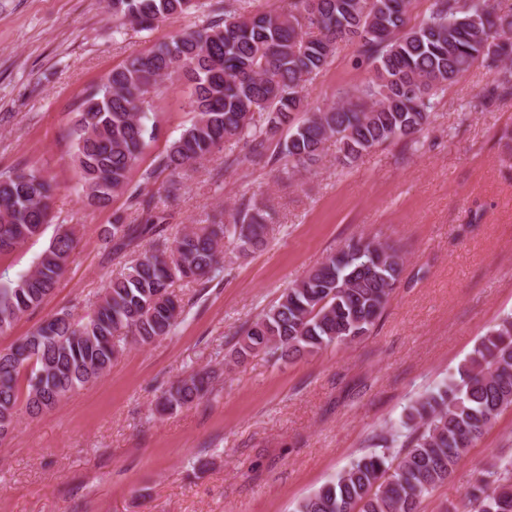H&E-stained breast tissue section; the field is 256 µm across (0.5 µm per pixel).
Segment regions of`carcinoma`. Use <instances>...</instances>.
<instances>
[{"label": "carcinoma", "instance_id": "carcinoma-1", "mask_svg": "<svg viewBox=\"0 0 512 512\" xmlns=\"http://www.w3.org/2000/svg\"><path fill=\"white\" fill-rule=\"evenodd\" d=\"M112 18L150 30L196 13L202 0H109ZM413 0H288L281 10L226 4L170 41L112 69L89 89L68 132L75 143L83 201L104 208L129 193L132 219L111 225L112 254L150 236L141 253L109 280L95 310L77 322L60 312L0 351V438L16 428L20 412L36 418L76 388L107 372L132 340L151 344L170 335L184 312L171 291L177 281L211 282L223 276L224 246L246 256L268 243L273 211L252 197L228 222L195 224L164 235L166 215L154 197L128 191L129 174L156 139L150 123L162 84L175 76L190 85L194 117L158 160L188 175L223 148L243 155L227 167L279 156L265 143L286 128L282 153L309 170L336 144L350 164L387 142L414 140L430 121L432 101L476 64L495 77L481 95L485 107L512 96V9L491 0H433L429 14L410 24ZM352 43L370 67L365 81L343 91L336 104L307 111L305 83L325 69L338 46ZM307 112L299 121L296 116ZM53 185L37 170L0 174V253L41 237L50 222ZM76 245V229L59 230L34 270L0 282V332L12 328L53 291ZM404 260L395 247L360 236L330 253L243 333L235 363L266 352L282 360L345 345L367 335L400 282ZM215 371L202 369L166 391L164 411L188 408L209 390ZM512 408V316L474 347L456 373L413 400L390 442V458L370 452L297 502L293 512H418L421 499L448 481L468 449L498 416ZM462 512H512V461L489 464L465 494Z\"/></svg>", "mask_w": 512, "mask_h": 512}]
</instances>
